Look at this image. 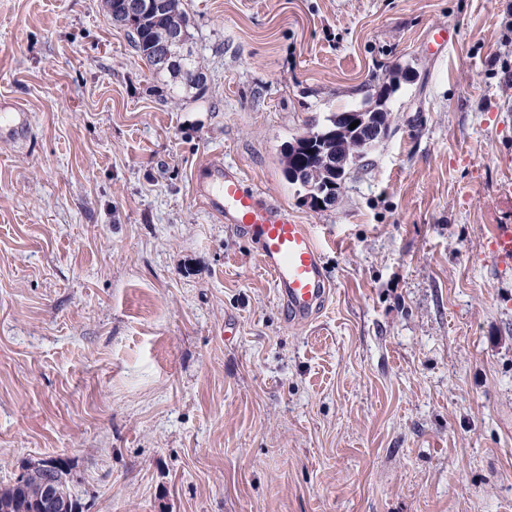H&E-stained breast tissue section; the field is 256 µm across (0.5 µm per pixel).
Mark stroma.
I'll list each match as a JSON object with an SVG mask.
<instances>
[{
	"label": "stroma",
	"instance_id": "1",
	"mask_svg": "<svg viewBox=\"0 0 512 512\" xmlns=\"http://www.w3.org/2000/svg\"><path fill=\"white\" fill-rule=\"evenodd\" d=\"M183 8L207 80L176 94L104 0H0L29 117L0 137V488L56 458L83 512H512V0ZM400 73L312 207L288 144ZM212 160L315 225L313 322L197 194ZM396 91L394 84L389 82H382L379 84L378 89L376 90V102H377V112H363L362 108L357 109L365 119H369L372 122H375L385 128H390V119L391 113L387 109L386 103L392 96V94ZM494 251L497 261L508 263L512 261V225L497 226L494 235Z\"/></svg>",
	"mask_w": 512,
	"mask_h": 512
}]
</instances>
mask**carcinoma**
I'll return each mask as SVG.
<instances>
[{
    "instance_id": "1",
    "label": "carcinoma",
    "mask_w": 512,
    "mask_h": 512,
    "mask_svg": "<svg viewBox=\"0 0 512 512\" xmlns=\"http://www.w3.org/2000/svg\"><path fill=\"white\" fill-rule=\"evenodd\" d=\"M173 31L188 34L186 15L182 9V0H169V7L162 13L147 12L140 17L137 25L132 28V38L136 51L156 74H169L177 84L183 87H195L199 82L195 74L203 71L198 57L188 54L186 64L161 69L156 66L155 53L159 44L164 42ZM396 91L392 82L379 84L376 90L377 111L364 112L362 116L386 128L390 127L391 112L386 103ZM346 113H334L326 118V123L314 126L288 145L284 153L283 172L292 185H296L304 193L314 192L319 196L329 195L336 200L341 184L351 166L364 158L372 144L365 142L357 133V129L349 128L345 123ZM332 135V148L347 158L344 170L340 173L332 170L324 162L323 156L314 151V147L325 135ZM68 472L64 468H46L38 464L26 474L21 482L0 489V503L13 502L15 506L10 512H29L23 508L27 501L39 496L43 488L49 484L68 490Z\"/></svg>"
}]
</instances>
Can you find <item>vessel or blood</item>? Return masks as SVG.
Segmentation results:
<instances>
[{
	"label": "vessel or blood",
	"mask_w": 512,
	"mask_h": 512,
	"mask_svg": "<svg viewBox=\"0 0 512 512\" xmlns=\"http://www.w3.org/2000/svg\"><path fill=\"white\" fill-rule=\"evenodd\" d=\"M196 190L227 227L250 238L261 267L269 274L290 322L305 324L324 308L329 280L315 227L300 223L287 210L263 199L246 185L238 167L210 161L195 172ZM497 261H512V225L497 227Z\"/></svg>",
	"instance_id": "1"
}]
</instances>
